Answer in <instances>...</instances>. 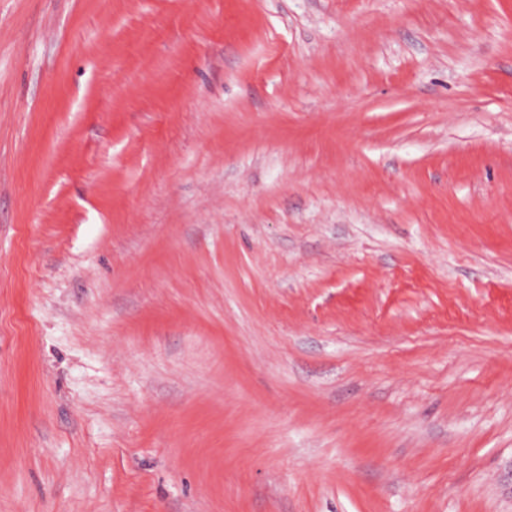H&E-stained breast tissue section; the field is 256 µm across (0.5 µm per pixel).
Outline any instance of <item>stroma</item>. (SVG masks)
I'll return each instance as SVG.
<instances>
[{"label":"stroma","instance_id":"35a3bbf8","mask_svg":"<svg viewBox=\"0 0 512 512\" xmlns=\"http://www.w3.org/2000/svg\"><path fill=\"white\" fill-rule=\"evenodd\" d=\"M0 512H512V0H0Z\"/></svg>","mask_w":512,"mask_h":512}]
</instances>
